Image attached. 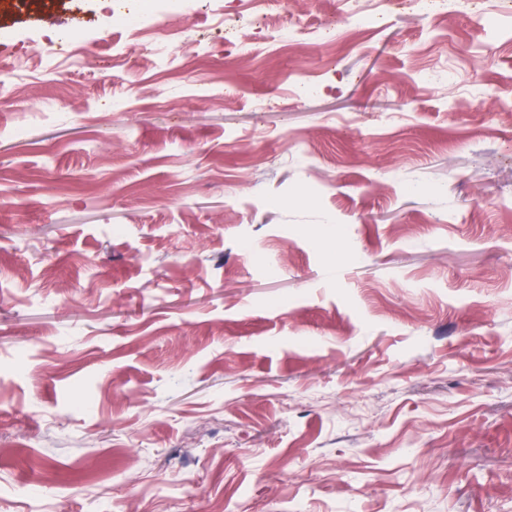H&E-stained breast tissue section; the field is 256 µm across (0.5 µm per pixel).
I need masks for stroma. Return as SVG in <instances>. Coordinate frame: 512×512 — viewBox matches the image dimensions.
I'll list each match as a JSON object with an SVG mask.
<instances>
[{"label":"stroma","instance_id":"35a3bbf8","mask_svg":"<svg viewBox=\"0 0 512 512\" xmlns=\"http://www.w3.org/2000/svg\"><path fill=\"white\" fill-rule=\"evenodd\" d=\"M16 2L0 512H512V0ZM190 10V0H148L141 14L130 17L131 27H141L167 14L186 15Z\"/></svg>","mask_w":512,"mask_h":512}]
</instances>
